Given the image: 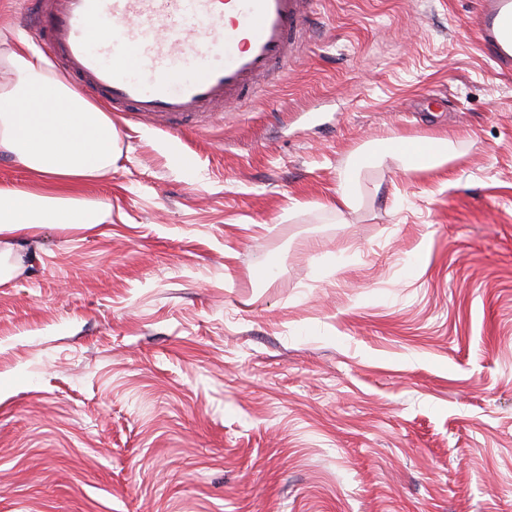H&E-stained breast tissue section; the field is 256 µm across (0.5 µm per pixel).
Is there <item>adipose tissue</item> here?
Listing matches in <instances>:
<instances>
[{
	"mask_svg": "<svg viewBox=\"0 0 512 512\" xmlns=\"http://www.w3.org/2000/svg\"><path fill=\"white\" fill-rule=\"evenodd\" d=\"M0 78V154L14 157L36 177L24 188L0 187V282L11 278L12 238L45 224L104 223L107 208L63 195L75 180L109 171L118 156L111 117L77 90L52 78L45 61L18 50Z\"/></svg>",
	"mask_w": 512,
	"mask_h": 512,
	"instance_id": "obj_1",
	"label": "adipose tissue"
}]
</instances>
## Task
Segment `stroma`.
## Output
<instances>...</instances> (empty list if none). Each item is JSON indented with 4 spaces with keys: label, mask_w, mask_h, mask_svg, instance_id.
Segmentation results:
<instances>
[{
    "label": "stroma",
    "mask_w": 512,
    "mask_h": 512,
    "mask_svg": "<svg viewBox=\"0 0 512 512\" xmlns=\"http://www.w3.org/2000/svg\"><path fill=\"white\" fill-rule=\"evenodd\" d=\"M475 7L318 0L259 100L117 121L65 188L107 222L31 230L0 284V512H512V74ZM22 13L0 56L60 78ZM411 144L403 139L395 138L380 143V155L383 157L406 158L414 169H442L448 165L452 156L448 154V141L435 138L428 140L423 155L422 163H416L412 159V152L419 149L407 146ZM364 159L358 158L351 170L340 175L336 188V212L342 214L344 210L354 209L357 205V197L354 189L356 177L363 167Z\"/></svg>",
    "instance_id": "1"
}]
</instances>
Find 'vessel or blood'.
Returning a JSON list of instances; mask_svg holds the SVG:
<instances>
[{
  "mask_svg": "<svg viewBox=\"0 0 512 512\" xmlns=\"http://www.w3.org/2000/svg\"><path fill=\"white\" fill-rule=\"evenodd\" d=\"M25 23L63 74L115 115L179 130L242 103L287 66L315 0H27ZM469 30L512 69V0H476Z\"/></svg>",
  "mask_w": 512,
  "mask_h": 512,
  "instance_id": "b4317fda",
  "label": "vessel or blood"
}]
</instances>
